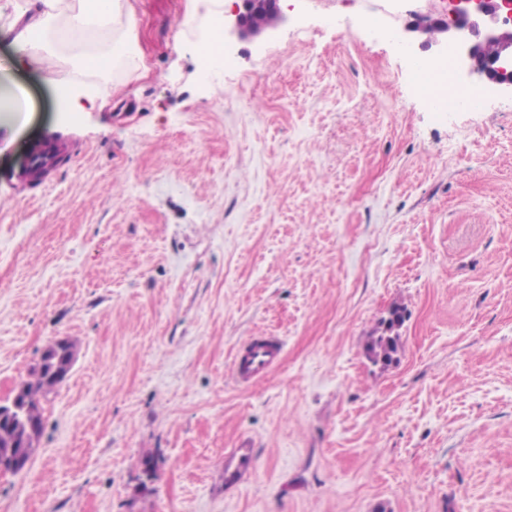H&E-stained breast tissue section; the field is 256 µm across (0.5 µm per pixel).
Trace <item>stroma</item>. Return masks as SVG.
Returning <instances> with one entry per match:
<instances>
[{
	"label": "stroma",
	"instance_id": "1",
	"mask_svg": "<svg viewBox=\"0 0 512 512\" xmlns=\"http://www.w3.org/2000/svg\"><path fill=\"white\" fill-rule=\"evenodd\" d=\"M135 66L17 73L0 142V401L75 363L0 512H512V92L444 114L409 27L446 0H291L202 70L188 0H130ZM379 33L367 36L363 19ZM97 105L62 111L59 84ZM68 150L18 196L36 141ZM404 306L388 364L365 347ZM252 336L284 343L233 382ZM247 451L241 482L225 463ZM153 453L154 476L141 460ZM282 344L273 336H254L238 348L233 356V379L251 386L262 381L280 359Z\"/></svg>",
	"mask_w": 512,
	"mask_h": 512
}]
</instances>
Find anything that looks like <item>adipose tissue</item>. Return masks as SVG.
Masks as SVG:
<instances>
[{
	"label": "adipose tissue",
	"mask_w": 512,
	"mask_h": 512,
	"mask_svg": "<svg viewBox=\"0 0 512 512\" xmlns=\"http://www.w3.org/2000/svg\"><path fill=\"white\" fill-rule=\"evenodd\" d=\"M0 9V40L9 43V53L0 56V80H10L16 71L35 69L46 83L55 77L48 54L61 46L74 48L73 64L86 73H103L129 61L130 35L136 26L129 0H6ZM214 0H190L184 24H193L199 8L209 9L211 21L195 46L201 58L217 62L224 57L222 14ZM111 33L103 50H85L93 33Z\"/></svg>",
	"instance_id": "adipose-tissue-1"
}]
</instances>
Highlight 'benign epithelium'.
I'll return each mask as SVG.
<instances>
[{"instance_id":"obj_1","label":"benign epithelium","mask_w":512,"mask_h":512,"mask_svg":"<svg viewBox=\"0 0 512 512\" xmlns=\"http://www.w3.org/2000/svg\"><path fill=\"white\" fill-rule=\"evenodd\" d=\"M449 19L421 16L410 31L459 53L462 68L478 74L500 89H512V0H452ZM279 11L278 0H241L232 32L240 38L267 31L254 18L264 10ZM25 384L11 401L0 404V421L15 417Z\"/></svg>"}]
</instances>
